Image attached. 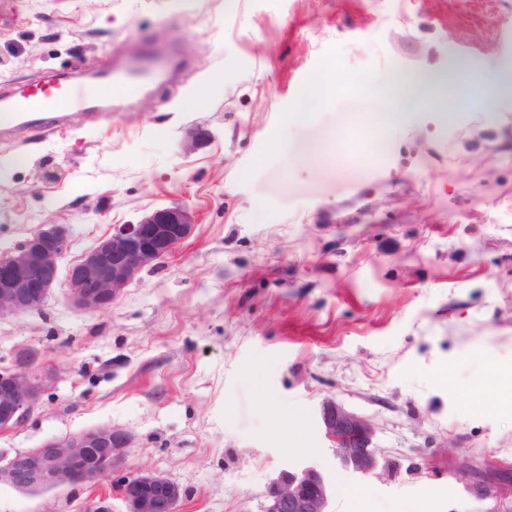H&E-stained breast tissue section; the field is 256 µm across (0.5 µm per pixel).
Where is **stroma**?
<instances>
[{"label":"stroma","instance_id":"stroma-1","mask_svg":"<svg viewBox=\"0 0 512 512\" xmlns=\"http://www.w3.org/2000/svg\"><path fill=\"white\" fill-rule=\"evenodd\" d=\"M156 41L181 68L123 115L0 142V257L65 224V270L113 225L196 219L110 308L58 287L0 317V371L27 351L62 370L0 458L132 436L95 486L0 484V512H124L139 470L187 488L179 512H260L300 463L332 512H512V399L484 384L512 368V96L378 123L413 75L512 74V0H0V97ZM325 146L340 163L311 166ZM329 399L374 424L377 475L337 466Z\"/></svg>","mask_w":512,"mask_h":512}]
</instances>
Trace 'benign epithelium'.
I'll return each mask as SVG.
<instances>
[{"label":"benign epithelium","mask_w":512,"mask_h":512,"mask_svg":"<svg viewBox=\"0 0 512 512\" xmlns=\"http://www.w3.org/2000/svg\"><path fill=\"white\" fill-rule=\"evenodd\" d=\"M194 214L182 206L156 209L135 224H118L68 269L65 296L80 312L96 313L112 301L141 270L165 259L186 238ZM65 224H44L0 258V316L42 310L59 284V261L69 247ZM53 365H37L33 357L0 373V431L24 422L58 379ZM320 423L335 444L337 463L362 477L375 474L382 459L374 444V425L333 400L322 404ZM131 442L118 427L86 429L0 462V484L38 492L62 485H91L109 475L115 460ZM125 512H178L187 496L181 484L140 470L118 486ZM332 491L314 466H292L273 480L261 512H331Z\"/></svg>","instance_id":"benign-epithelium-1"}]
</instances>
